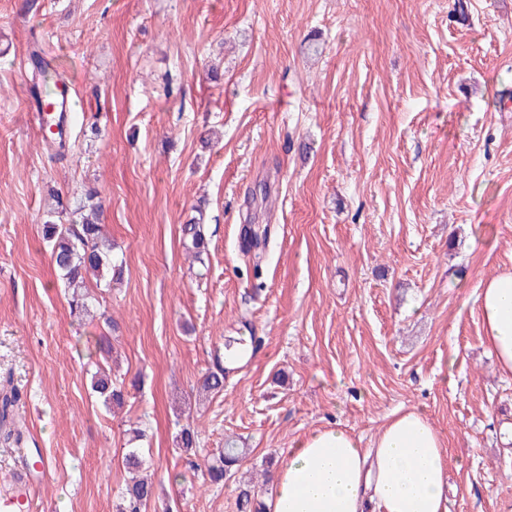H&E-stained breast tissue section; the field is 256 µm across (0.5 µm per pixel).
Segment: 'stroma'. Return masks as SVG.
<instances>
[{
	"instance_id": "35a3bbf8",
	"label": "stroma",
	"mask_w": 512,
	"mask_h": 512,
	"mask_svg": "<svg viewBox=\"0 0 512 512\" xmlns=\"http://www.w3.org/2000/svg\"><path fill=\"white\" fill-rule=\"evenodd\" d=\"M37 47L78 100L64 148L34 119ZM92 212L121 277L79 316L42 227ZM509 270L512 0H0V386L23 430L0 482L39 449L36 512H117L131 448L145 512H239L295 441L368 445L411 408L445 438L448 512H512V379L477 304ZM228 439L247 455L216 487L196 464ZM97 370L92 374V388L95 392L104 398L106 404H121L124 394L121 386L112 380L100 365H96Z\"/></svg>"
}]
</instances>
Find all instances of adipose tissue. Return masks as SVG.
<instances>
[{
    "label": "adipose tissue",
    "instance_id": "obj_1",
    "mask_svg": "<svg viewBox=\"0 0 512 512\" xmlns=\"http://www.w3.org/2000/svg\"><path fill=\"white\" fill-rule=\"evenodd\" d=\"M478 303L485 341L512 377V272L487 280ZM444 442L421 411L389 415L370 447L341 428L318 429L290 448L264 497L265 512H448Z\"/></svg>",
    "mask_w": 512,
    "mask_h": 512
}]
</instances>
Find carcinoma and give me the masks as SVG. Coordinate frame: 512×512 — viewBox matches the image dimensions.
I'll return each mask as SVG.
<instances>
[{"label": "carcinoma", "instance_id": "cac0c4a2", "mask_svg": "<svg viewBox=\"0 0 512 512\" xmlns=\"http://www.w3.org/2000/svg\"><path fill=\"white\" fill-rule=\"evenodd\" d=\"M32 64L34 94L39 98L41 88L55 85L60 80V75L51 63L37 52L32 53ZM184 234L196 254L206 252L207 242L195 225H184ZM43 237L51 243V259L61 279L72 289L71 311L78 314L87 311L88 295L81 292V289L86 287L88 275L92 273L100 277L104 271L112 268L111 249L101 237L99 225L87 218L80 224H59L48 220L43 224ZM92 388L107 404L119 405L123 400L121 386L100 366L92 374ZM223 388L222 367L207 372L200 385V389L206 393H218ZM246 454L247 449L239 447L235 441H225L224 450L218 458L205 464V474L210 483L224 484L226 476ZM125 461L132 477L125 486L121 512H143L153 495L152 481L148 476L141 475L144 460L139 449H130ZM238 505L242 512H263L262 502L249 487L240 489Z\"/></svg>", "mask_w": 512, "mask_h": 512}]
</instances>
